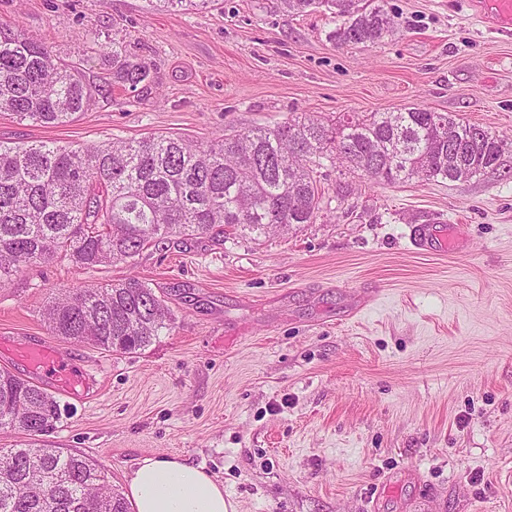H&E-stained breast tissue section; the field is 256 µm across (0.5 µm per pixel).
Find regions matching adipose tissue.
Instances as JSON below:
<instances>
[{"label": "adipose tissue", "mask_w": 512, "mask_h": 512, "mask_svg": "<svg viewBox=\"0 0 512 512\" xmlns=\"http://www.w3.org/2000/svg\"><path fill=\"white\" fill-rule=\"evenodd\" d=\"M135 512H229L222 482L184 461L145 457L128 479Z\"/></svg>", "instance_id": "adipose-tissue-1"}]
</instances>
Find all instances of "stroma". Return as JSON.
Instances as JSON below:
<instances>
[{
    "instance_id": "stroma-1",
    "label": "stroma",
    "mask_w": 512,
    "mask_h": 512,
    "mask_svg": "<svg viewBox=\"0 0 512 512\" xmlns=\"http://www.w3.org/2000/svg\"><path fill=\"white\" fill-rule=\"evenodd\" d=\"M385 7L389 36L339 45L328 11L281 0H0V23L95 89L58 127L0 116V142L207 141L417 105L512 137V38L469 0ZM111 42L151 65L150 89L113 82ZM317 171L315 223L33 266L0 288V368L31 379L11 347L42 343L87 379L55 390L61 421L41 443L102 464L122 492L141 458H178L223 482L236 512H512V148L467 181L373 184L327 157ZM418 224L436 225L433 250L411 245ZM130 276L175 315L144 350L50 331L57 289Z\"/></svg>"
}]
</instances>
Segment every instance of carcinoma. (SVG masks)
I'll return each mask as SVG.
<instances>
[{
    "label": "carcinoma",
    "mask_w": 512,
    "mask_h": 512,
    "mask_svg": "<svg viewBox=\"0 0 512 512\" xmlns=\"http://www.w3.org/2000/svg\"><path fill=\"white\" fill-rule=\"evenodd\" d=\"M288 13L324 7L342 18L331 40L377 43L392 32L384 0H282ZM115 82L148 88L151 68L112 44ZM93 99L77 67L22 29L0 23V115L43 127L73 121ZM451 126L448 149L440 127ZM507 139L425 107L328 125L311 116L207 142L176 135L76 148L0 143V288L25 268L63 262L89 269L132 262L173 236H212L221 227L258 234L315 223L323 194L315 158L328 156L370 179L455 182L497 164ZM57 336L133 354L173 322L164 296L136 276L63 289L45 309ZM60 419L42 387L0 370V428L44 435ZM0 512H131L105 468L32 441L0 454Z\"/></svg>",
    "instance_id": "carcinoma-1"
}]
</instances>
